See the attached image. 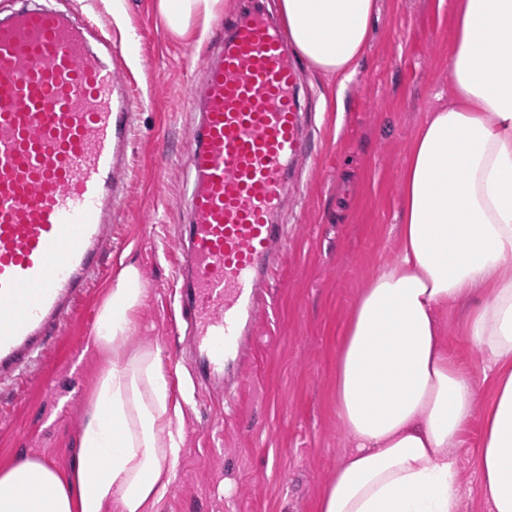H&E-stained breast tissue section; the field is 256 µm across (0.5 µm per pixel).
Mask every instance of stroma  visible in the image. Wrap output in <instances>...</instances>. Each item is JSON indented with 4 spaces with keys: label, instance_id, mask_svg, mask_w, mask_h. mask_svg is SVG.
<instances>
[{
    "label": "stroma",
    "instance_id": "stroma-1",
    "mask_svg": "<svg viewBox=\"0 0 512 512\" xmlns=\"http://www.w3.org/2000/svg\"><path fill=\"white\" fill-rule=\"evenodd\" d=\"M50 4L108 29L125 52L135 100L130 201L112 220L103 262L110 273L128 262L140 268L147 298L128 345L161 349L182 406L184 445L159 512H314L349 447L333 398L336 345L368 277L397 255L411 142L451 95L449 0H378L365 56L344 88L305 69L301 97L317 162L284 211L288 248L272 275L273 303L259 316L243 383L228 398L194 388L172 279L184 211L180 160L196 116L182 87L238 0H220L204 36L186 38L165 29L155 0ZM337 94L339 114L330 109ZM110 283L93 281L81 313L41 362L0 386V467L26 452L62 470L77 463L91 410L86 387L107 363L93 339ZM481 431L474 419L456 450L463 512H490L472 463Z\"/></svg>",
    "mask_w": 512,
    "mask_h": 512
}]
</instances>
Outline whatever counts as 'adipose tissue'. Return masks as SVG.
Listing matches in <instances>:
<instances>
[{"instance_id":"1","label":"adipose tissue","mask_w":512,"mask_h":512,"mask_svg":"<svg viewBox=\"0 0 512 512\" xmlns=\"http://www.w3.org/2000/svg\"><path fill=\"white\" fill-rule=\"evenodd\" d=\"M219 0H156L173 34ZM289 38L318 70L349 79L375 0H280ZM448 105L417 130L403 170L400 244L362 288L336 355V415L350 448L317 512H461L453 453L474 418L479 494L512 512V0H451ZM147 291L119 269L97 316L108 358L91 382L80 461L34 456L0 468V512H157L183 446L160 348H129ZM480 357L487 390L444 337L448 309Z\"/></svg>"}]
</instances>
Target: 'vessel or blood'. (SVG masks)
<instances>
[{"instance_id": "vessel-or-blood-1", "label": "vessel or blood", "mask_w": 512, "mask_h": 512, "mask_svg": "<svg viewBox=\"0 0 512 512\" xmlns=\"http://www.w3.org/2000/svg\"><path fill=\"white\" fill-rule=\"evenodd\" d=\"M215 42L201 82L183 85L201 112L182 159L174 284L196 381L229 393L228 367L286 252L280 213L313 150L302 71L261 0H243ZM120 54L96 25L41 5L0 20V384L57 341L105 271L134 128L130 96L115 95Z\"/></svg>"}]
</instances>
